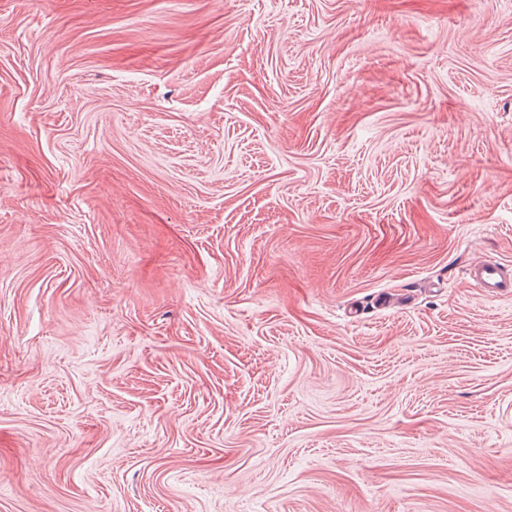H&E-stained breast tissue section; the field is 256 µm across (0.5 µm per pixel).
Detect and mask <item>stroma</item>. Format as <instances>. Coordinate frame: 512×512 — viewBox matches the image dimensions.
<instances>
[{
    "label": "stroma",
    "instance_id": "stroma-1",
    "mask_svg": "<svg viewBox=\"0 0 512 512\" xmlns=\"http://www.w3.org/2000/svg\"><path fill=\"white\" fill-rule=\"evenodd\" d=\"M512 0H0V512H512ZM467 280L482 289L486 297L512 293V275H508L498 263L477 262L465 272Z\"/></svg>",
    "mask_w": 512,
    "mask_h": 512
}]
</instances>
